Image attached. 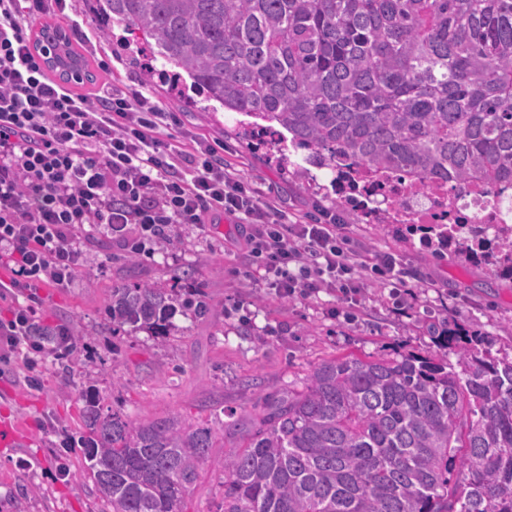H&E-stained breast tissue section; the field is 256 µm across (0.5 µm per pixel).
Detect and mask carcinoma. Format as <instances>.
Masks as SVG:
<instances>
[{
  "instance_id": "carcinoma-1",
  "label": "carcinoma",
  "mask_w": 512,
  "mask_h": 512,
  "mask_svg": "<svg viewBox=\"0 0 512 512\" xmlns=\"http://www.w3.org/2000/svg\"><path fill=\"white\" fill-rule=\"evenodd\" d=\"M103 2L207 99L317 160L512 184V0ZM489 228L460 225L454 252L487 260ZM179 307L207 311L193 290L137 284L111 289L105 313L168 336ZM90 335L70 327L66 355ZM262 400L228 413L244 444L216 461L211 429L104 415L85 395L78 443L104 512H188L206 463L224 473L222 512H512V356L479 335L449 332L426 356L335 357L303 392Z\"/></svg>"
}]
</instances>
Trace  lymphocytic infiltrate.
I'll list each match as a JSON object with an SVG mask.
<instances>
[{"label": "lymphocytic infiltrate", "instance_id": "f902f5d3", "mask_svg": "<svg viewBox=\"0 0 512 512\" xmlns=\"http://www.w3.org/2000/svg\"><path fill=\"white\" fill-rule=\"evenodd\" d=\"M66 9L67 0H0V253L23 287H67L85 226L110 230L138 255L175 225L224 215L250 224L240 246L281 297L326 290L354 304L366 278H396L395 256L361 261L336 214L311 224L277 217L149 93L88 95L50 80L29 49L30 22ZM34 324L32 310L13 311L0 341L16 354H41L28 338Z\"/></svg>", "mask_w": 512, "mask_h": 512}]
</instances>
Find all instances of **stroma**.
<instances>
[{"label":"stroma","mask_w":512,"mask_h":512,"mask_svg":"<svg viewBox=\"0 0 512 512\" xmlns=\"http://www.w3.org/2000/svg\"><path fill=\"white\" fill-rule=\"evenodd\" d=\"M83 18L91 42L77 49L92 65L96 85L145 87L185 126L207 137L224 155V165L255 187L288 223L310 220L315 208L334 210L335 191L308 190L292 173L279 170L276 157L257 149L232 127V112L208 111L191 84L173 89L147 78L134 43L121 42V25L107 22L99 0H71L66 17ZM107 69H100L99 61ZM344 235L359 249L390 253L399 263V282L368 281L359 305L333 293L284 299L261 277H246L249 259L237 244L240 227L224 217L200 228L176 227L151 252L129 259L111 232L85 228L83 257L64 288L46 285L37 293L11 287L0 268V318L33 308L43 325L81 324L95 331L77 360L53 355L36 367L13 357L0 374V421H17L21 441L0 451V512H100L94 486L83 476L82 395L94 389L103 413L117 412L138 423L173 414L187 426L209 427L218 435L213 458L239 446L220 435L226 410L257 412L264 394L300 392L321 362L341 356L361 358L427 354L447 330L480 333L494 355H512V280L496 278L489 265L464 261L424 242L412 231H379L345 210ZM200 285L209 312L201 319L176 315V332L156 337L140 331L113 333L105 314L112 287L155 284L181 288L184 270ZM224 502V474L206 465L189 496V512H217Z\"/></svg>","instance_id":"35a3bbf8"}]
</instances>
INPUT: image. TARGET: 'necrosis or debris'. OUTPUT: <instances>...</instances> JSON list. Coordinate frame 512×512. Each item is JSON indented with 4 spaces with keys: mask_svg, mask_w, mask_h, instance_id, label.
<instances>
[{
    "mask_svg": "<svg viewBox=\"0 0 512 512\" xmlns=\"http://www.w3.org/2000/svg\"><path fill=\"white\" fill-rule=\"evenodd\" d=\"M336 193L367 219L387 213L394 224H493L512 240V186L490 190L472 183L441 182L402 172L376 171L355 160L337 159Z\"/></svg>",
    "mask_w": 512,
    "mask_h": 512,
    "instance_id": "obj_1",
    "label": "necrosis or debris"
}]
</instances>
